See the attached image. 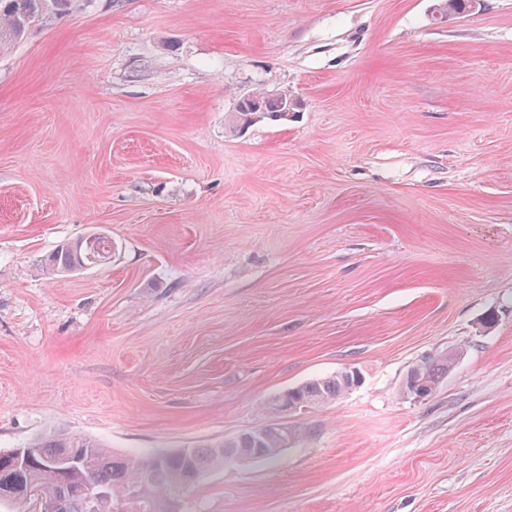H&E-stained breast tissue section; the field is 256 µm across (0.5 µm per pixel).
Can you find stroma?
<instances>
[{
	"label": "stroma",
	"mask_w": 512,
	"mask_h": 512,
	"mask_svg": "<svg viewBox=\"0 0 512 512\" xmlns=\"http://www.w3.org/2000/svg\"><path fill=\"white\" fill-rule=\"evenodd\" d=\"M438 3L94 0L0 54V451L190 448L353 366L178 512H512V0ZM257 90L301 107L233 130ZM82 237L61 245L45 259L46 272L51 276L73 273L85 268L86 265L102 266L109 263L112 256V246L106 238L95 241V236L84 237L93 247L78 249ZM459 354L457 352H448V358L443 356L437 358H428L420 361L422 364L413 366L405 379L403 392L408 398L414 400H423L429 392L422 380H418L421 375L423 365V376L426 383L431 386L432 392L435 391L439 379L448 372L457 360ZM451 366H450V363ZM425 388V389H424ZM343 375L350 380L352 379L351 389L362 382L361 372L354 367H349L335 375L315 379L290 390L295 394L296 401L300 403V408L319 406L335 400L348 391Z\"/></svg>",
	"instance_id": "35a3bbf8"
}]
</instances>
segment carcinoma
Listing matches in <instances>:
<instances>
[{"instance_id":"carcinoma-1","label":"carcinoma","mask_w":512,"mask_h":512,"mask_svg":"<svg viewBox=\"0 0 512 512\" xmlns=\"http://www.w3.org/2000/svg\"><path fill=\"white\" fill-rule=\"evenodd\" d=\"M92 0H0V52L22 39L38 22H46L66 14L82 11ZM290 95L269 96L264 92L252 94L262 111L252 112L243 101H238L232 123L244 129L259 119L280 120L283 103ZM80 239L61 245L45 259L46 272L51 276L80 271L85 266H102L112 256L110 242L101 238L90 249L78 248ZM423 376L431 389L448 372L450 363L441 356L422 361ZM348 391L343 374L319 378L292 389L302 408L330 402ZM34 449V461L25 468H17L0 460V491L9 490L24 495L26 506L40 501L56 504L55 512H90L81 493V485L88 480L99 485L109 495V503L98 512H113L117 506L122 512H172L167 496L175 480L191 485L208 472L224 468L226 455L237 449L239 463L252 464L269 461L279 451L280 441L270 434L258 446L240 438L230 437L191 448V455L182 457L174 452L150 456L118 455L102 443L81 436L51 434L29 442ZM68 454L79 460L78 469L66 474L49 476L44 467L57 457ZM137 499H129L131 492Z\"/></svg>"}]
</instances>
